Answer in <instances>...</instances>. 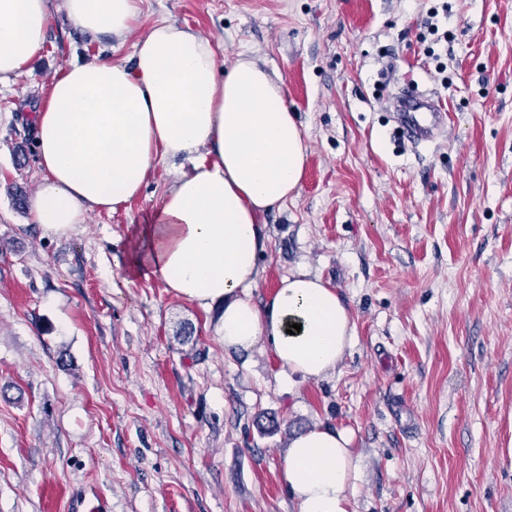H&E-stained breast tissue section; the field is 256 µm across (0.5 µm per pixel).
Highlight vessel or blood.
<instances>
[{"instance_id": "b4317fda", "label": "vessel or blood", "mask_w": 512, "mask_h": 512, "mask_svg": "<svg viewBox=\"0 0 512 512\" xmlns=\"http://www.w3.org/2000/svg\"><path fill=\"white\" fill-rule=\"evenodd\" d=\"M392 108L398 128L412 144L432 143L444 131L445 114L429 91L402 90L395 95Z\"/></svg>"}]
</instances>
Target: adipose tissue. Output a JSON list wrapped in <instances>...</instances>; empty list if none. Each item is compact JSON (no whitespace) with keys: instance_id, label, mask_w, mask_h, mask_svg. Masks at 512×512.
I'll use <instances>...</instances> for the list:
<instances>
[{"instance_id":"obj_1","label":"adipose tissue","mask_w":512,"mask_h":512,"mask_svg":"<svg viewBox=\"0 0 512 512\" xmlns=\"http://www.w3.org/2000/svg\"><path fill=\"white\" fill-rule=\"evenodd\" d=\"M141 0H65L72 24L125 40ZM52 0H0V85L42 48ZM43 171L31 199L36 224L64 235L95 211L117 212L155 167L180 160L173 186L134 231L128 272L177 295L223 303L225 347L266 341L282 367L307 380L333 374L355 337L335 289L285 277L264 305L249 292L264 246L261 218L297 194L308 144L282 78L247 57L220 65L212 42L160 22L134 44L132 63L66 65L35 115ZM301 330L290 333L292 324ZM346 432L316 426L294 437L284 477L298 512H349L355 450Z\"/></svg>"}]
</instances>
